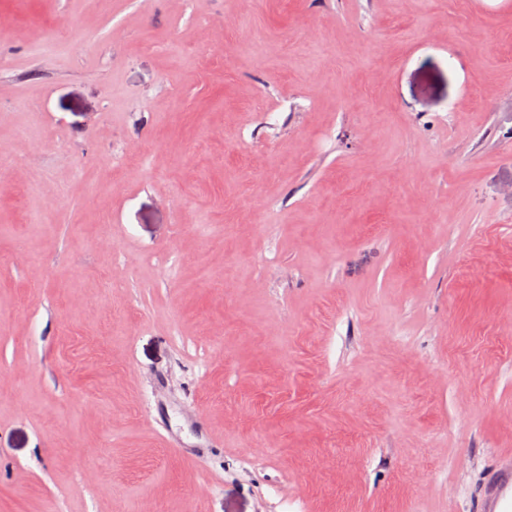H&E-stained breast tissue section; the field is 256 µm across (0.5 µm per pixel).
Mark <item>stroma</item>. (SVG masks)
<instances>
[{"label": "stroma", "instance_id": "obj_1", "mask_svg": "<svg viewBox=\"0 0 512 512\" xmlns=\"http://www.w3.org/2000/svg\"><path fill=\"white\" fill-rule=\"evenodd\" d=\"M0 15V512H476L512 0Z\"/></svg>", "mask_w": 512, "mask_h": 512}]
</instances>
